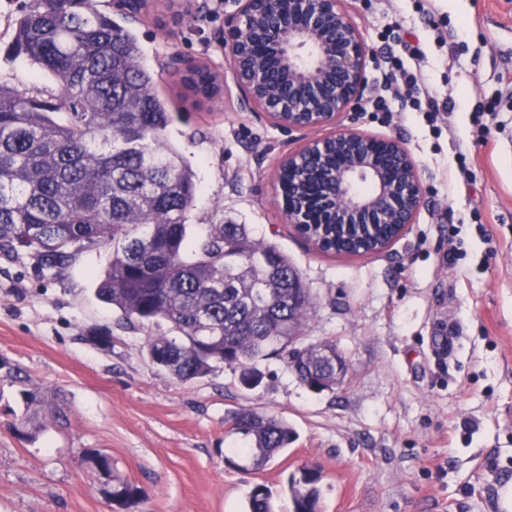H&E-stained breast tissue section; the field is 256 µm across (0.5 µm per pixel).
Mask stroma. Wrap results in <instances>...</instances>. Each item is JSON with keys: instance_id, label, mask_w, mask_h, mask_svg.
Returning a JSON list of instances; mask_svg holds the SVG:
<instances>
[{"instance_id": "stroma-1", "label": "stroma", "mask_w": 512, "mask_h": 512, "mask_svg": "<svg viewBox=\"0 0 512 512\" xmlns=\"http://www.w3.org/2000/svg\"><path fill=\"white\" fill-rule=\"evenodd\" d=\"M20 6L0 0V84L47 99L51 76L10 51ZM236 7L152 0L130 27L177 114L164 138L198 177L192 233L247 224L287 252L312 298L304 340L335 343L347 375L315 392L273 358L252 389L229 367L178 382L149 359L155 328L97 299L109 251L82 252L53 276L0 254V359L42 400L26 407L0 369V512H244L258 483L291 512L288 481L305 468L321 474L323 512H512V0H345L370 58L344 124L400 140L424 190L414 224L363 256L320 252L285 220L275 171L319 132L284 133L241 104L224 48ZM401 38L425 55L404 63L446 105L437 120L403 110L387 83L384 58ZM187 63L220 75L219 99L184 89ZM380 98L388 111L374 108ZM486 122L488 144L473 146ZM99 328L111 344L93 340ZM246 409L296 432L257 473L240 470L228 432ZM23 418L39 425L35 438L14 430ZM88 451L138 488L131 507H110Z\"/></svg>"}]
</instances>
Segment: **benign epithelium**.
<instances>
[{
  "instance_id": "7a95c632",
  "label": "benign epithelium",
  "mask_w": 512,
  "mask_h": 512,
  "mask_svg": "<svg viewBox=\"0 0 512 512\" xmlns=\"http://www.w3.org/2000/svg\"><path fill=\"white\" fill-rule=\"evenodd\" d=\"M255 44L275 55L288 95L267 92L261 62L248 53ZM225 45L244 105L290 133L334 127L279 164L301 171L328 150L336 153V164L323 174L320 197H309L302 181L294 184V204L282 207L287 222L390 224L391 235L376 251L390 247L415 222L421 179L400 140L343 125L363 95L369 58L343 0H240L226 19Z\"/></svg>"
}]
</instances>
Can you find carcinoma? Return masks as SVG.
Instances as JSON below:
<instances>
[{"mask_svg":"<svg viewBox=\"0 0 512 512\" xmlns=\"http://www.w3.org/2000/svg\"><path fill=\"white\" fill-rule=\"evenodd\" d=\"M12 46L54 78L57 96L24 97L0 84V252L29 254L45 273L83 251L112 249L97 296L131 325L167 326L148 354L180 382L225 365L251 389L257 365L275 356L312 390L341 383L348 364L336 345L301 343L311 297L286 253L255 240L246 224H208L191 237L195 174L161 142L174 115L155 94L131 30L94 0H30ZM183 81L208 98L220 92L204 67ZM60 112L63 123L54 119ZM389 229L375 224L357 241L336 236L334 224L315 233L324 252L343 254L375 248ZM229 433L240 436L254 471L295 441L286 421L252 410L233 414ZM89 462L112 485V503L136 500L108 456ZM319 481L312 469L290 478L292 512H321ZM247 512H275L266 485L254 486Z\"/></svg>","mask_w":512,"mask_h":512,"instance_id":"1","label":"carcinoma"}]
</instances>
